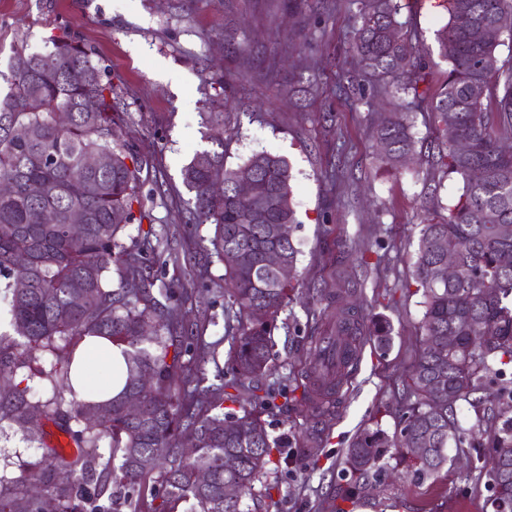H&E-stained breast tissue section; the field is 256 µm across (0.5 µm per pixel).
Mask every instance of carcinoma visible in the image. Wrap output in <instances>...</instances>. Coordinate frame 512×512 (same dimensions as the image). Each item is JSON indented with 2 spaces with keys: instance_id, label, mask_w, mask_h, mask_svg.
Returning a JSON list of instances; mask_svg holds the SVG:
<instances>
[{
  "instance_id": "carcinoma-1",
  "label": "carcinoma",
  "mask_w": 512,
  "mask_h": 512,
  "mask_svg": "<svg viewBox=\"0 0 512 512\" xmlns=\"http://www.w3.org/2000/svg\"><path fill=\"white\" fill-rule=\"evenodd\" d=\"M399 0H362L354 49L361 77H385L394 92L419 105L430 102L436 138L429 147L431 165L462 180V193L440 219L425 218L414 262V282L421 291L422 343L408 379L402 381L404 411L393 434L364 429L346 450L344 464L355 481L386 473L388 449L397 450L410 468L413 482L436 476L447 462L453 443L468 442L469 430L459 424L457 408L468 404L478 421L487 422L486 445L473 446L474 470L486 475L496 512H512V417L496 409L486 386L497 384L512 397V380L504 367L512 363V265L501 256L512 254V236L502 237L500 224L512 225V64L501 61L500 37L481 34L512 0H449L448 22L438 31L440 55L448 61V78L434 90L418 42L399 20ZM0 94V294L8 300L15 337L0 334V376H13L26 367L36 351H49L60 368L51 376V393L34 399L31 386L14 385L0 398V421L7 419L28 433L42 421H62L78 448L72 458L58 453L28 465L27 474L12 486L0 478V512H45V500L60 512H120L106 494L115 485L132 512H179L182 502L192 512H244L242 499L277 465L281 445L270 438L260 416L223 403L202 407L190 385L205 382V374H187L182 357L192 351V337L178 307L153 292L154 278L147 256L156 244L145 236L122 234L137 217V162L115 139L112 82L107 67L80 40L62 35L49 39L41 52H18ZM95 101L92 112L84 109ZM212 100L200 113L207 128L203 139L212 148L196 151L182 171L192 194L188 223L212 224V245L224 264V293L235 310L237 326L227 369L239 385L269 373L274 360L273 331L279 311L299 294V282L283 279L260 264L261 254L279 249L291 268L298 250L281 242L278 224L297 223L293 206L292 172L282 156L261 152L229 166L224 140L211 131L223 124L224 113ZM465 140L461 153L456 143ZM380 168L394 171L416 153L417 140L406 112L391 113L376 127ZM106 152L111 163L88 168L86 159ZM482 177L474 178V171ZM258 176L256 184L267 199V215L254 223L251 204L237 197L235 184ZM83 190L73 194V180ZM224 184V194L213 191ZM38 184V195L29 187ZM55 213L56 222L43 224L40 213ZM76 211L86 214L84 228L69 231ZM32 256L21 271L16 258ZM456 255L459 276L439 282L433 267ZM118 282H113L112 274ZM28 281L23 291L18 277ZM137 281L132 293L126 284ZM262 306L267 317L256 321L251 310ZM151 336H142L144 326ZM364 332L380 347L389 344L392 326L384 318L366 319L356 311L344 319L342 333ZM456 336L454 348L448 335ZM87 336H105L127 348L129 375L125 392L105 402H80L70 372L75 348ZM143 372L154 378V389L143 397L144 412L132 418L125 410V393ZM321 377V389L336 390L347 366L339 372L311 368ZM191 436L194 454L180 453L181 440ZM423 443L424 457L407 462V454ZM234 453L237 469L224 470V455ZM211 480L201 485L197 472ZM43 492H28L31 482ZM240 488V498L224 502V485ZM137 498H132V493Z\"/></svg>"
}]
</instances>
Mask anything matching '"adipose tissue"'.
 <instances>
[{
	"label": "adipose tissue",
	"mask_w": 512,
	"mask_h": 512,
	"mask_svg": "<svg viewBox=\"0 0 512 512\" xmlns=\"http://www.w3.org/2000/svg\"><path fill=\"white\" fill-rule=\"evenodd\" d=\"M128 378L124 347L98 337L84 338L71 370V382L79 399L105 402L120 395Z\"/></svg>",
	"instance_id": "adipose-tissue-1"
}]
</instances>
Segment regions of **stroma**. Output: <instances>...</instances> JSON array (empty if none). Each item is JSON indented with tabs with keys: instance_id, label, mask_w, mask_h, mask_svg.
Segmentation results:
<instances>
[{
	"instance_id": "obj_1",
	"label": "stroma",
	"mask_w": 512,
	"mask_h": 512,
	"mask_svg": "<svg viewBox=\"0 0 512 512\" xmlns=\"http://www.w3.org/2000/svg\"><path fill=\"white\" fill-rule=\"evenodd\" d=\"M0 0V72L15 53L42 50L47 37L70 32L91 46L110 69L118 135L140 169L142 223L128 235L162 238L151 267L155 290L187 289L183 308L195 335L191 372L214 378L225 367L236 324L224 294L223 264L203 249L210 224H189V193L182 169L205 148L202 100L223 99L224 153L236 165L268 151L287 158L293 175L298 222L292 238L304 284L325 288L350 282L346 304L392 325L391 343L380 350L361 337L356 363L327 412L311 413L291 390L303 382L314 356L313 333H330L323 305L293 302L276 319L275 367L257 380L260 391L278 394L263 413L273 437H288L279 467L268 476L278 485L245 499L246 512H494L487 492L476 489L460 464L468 448H449L437 479L414 485L370 483L347 497L344 452L357 433L393 431L401 380L420 341L423 307L412 281V263L424 213L444 216L462 183L431 167L425 156L387 173L379 168L373 129L381 114L410 113L421 146L434 135L426 108H411L386 82L341 94L339 74L354 71L351 49L358 0ZM399 16L426 48L433 86L449 65L436 34L446 8L426 0H401ZM224 77L214 89V74ZM42 445L9 421L0 422V473L17 478L39 460Z\"/></svg>"
}]
</instances>
